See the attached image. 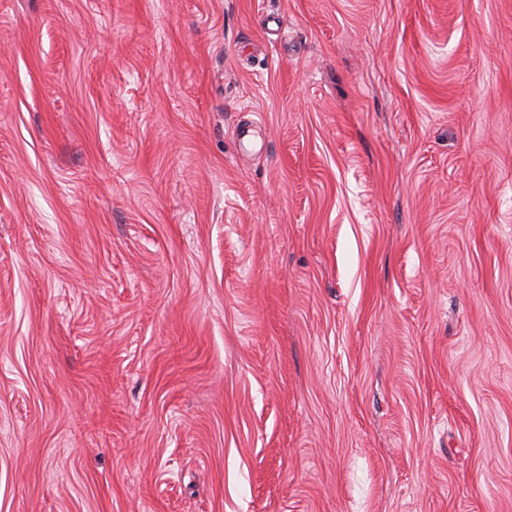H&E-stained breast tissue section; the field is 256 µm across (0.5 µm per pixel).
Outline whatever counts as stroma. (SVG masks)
<instances>
[{
	"label": "stroma",
	"mask_w": 512,
	"mask_h": 512,
	"mask_svg": "<svg viewBox=\"0 0 512 512\" xmlns=\"http://www.w3.org/2000/svg\"><path fill=\"white\" fill-rule=\"evenodd\" d=\"M0 512H512V0H0Z\"/></svg>",
	"instance_id": "1"
}]
</instances>
